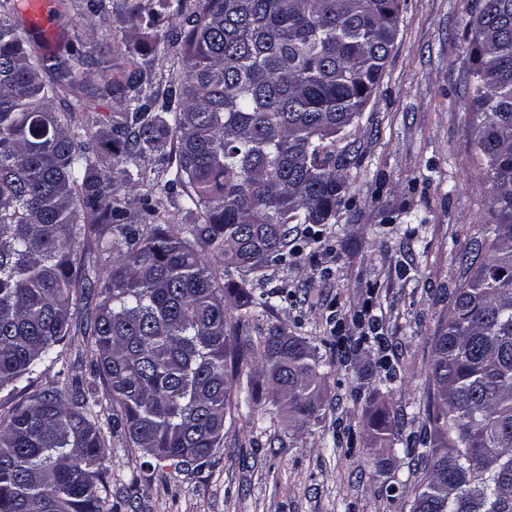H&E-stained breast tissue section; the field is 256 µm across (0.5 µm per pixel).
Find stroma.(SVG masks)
<instances>
[{
  "mask_svg": "<svg viewBox=\"0 0 512 512\" xmlns=\"http://www.w3.org/2000/svg\"><path fill=\"white\" fill-rule=\"evenodd\" d=\"M55 24L86 49L138 50L155 58L158 80L181 70L167 23L126 40L121 24L89 25L84 0L54 4ZM471 0H400L398 34L383 75L359 120L337 137L353 204L328 224L298 225L299 248L259 273L235 268L224 284L275 306L236 330L258 336L268 324L315 347L326 379L317 420L289 427L254 363L228 365L263 418L224 426L208 466L178 472L114 435L103 467L119 512H410L421 467L402 450L378 454L366 444L379 409L405 413L419 433L432 388L434 338L453 292L469 274L459 255L483 237L491 190L474 148L466 83L475 67L466 23ZM158 208L143 227L187 234L196 214L178 210L157 188L141 187ZM28 390L88 375L80 330ZM398 357L396 379L381 367ZM27 390V391H28Z\"/></svg>",
  "mask_w": 512,
  "mask_h": 512,
  "instance_id": "stroma-1",
  "label": "stroma"
}]
</instances>
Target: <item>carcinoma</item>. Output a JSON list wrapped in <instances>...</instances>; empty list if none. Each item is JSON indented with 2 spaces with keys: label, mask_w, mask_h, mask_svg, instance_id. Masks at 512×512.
<instances>
[{
  "label": "carcinoma",
  "mask_w": 512,
  "mask_h": 512,
  "mask_svg": "<svg viewBox=\"0 0 512 512\" xmlns=\"http://www.w3.org/2000/svg\"><path fill=\"white\" fill-rule=\"evenodd\" d=\"M157 0L124 21L180 26L182 71L163 85L155 59L115 51L98 60L64 32L40 53L0 0V390L42 375L68 336L77 298L101 300L80 320L97 401L77 378L49 381L0 422V512H112L102 468L112 429L145 455L198 470L224 443L226 419L254 397L226 374L251 360L289 423L321 407L315 348L277 324L228 348L227 326L255 316L241 293L226 302L224 267L259 271L295 238L291 221L327 224L345 205L340 167L326 151L359 118L397 36L399 0ZM112 20V0H86ZM474 147L491 184L492 238L460 256L471 276L434 337L427 423L405 448L423 464L411 512H512V0H475L468 22ZM124 110L74 125L92 97ZM66 100V112L54 103ZM158 186L199 222L162 229L149 197L133 212L124 191ZM114 227L116 234L104 236ZM98 235L113 256L105 282L78 248ZM403 415L371 422L393 449Z\"/></svg>",
  "instance_id": "1"
}]
</instances>
